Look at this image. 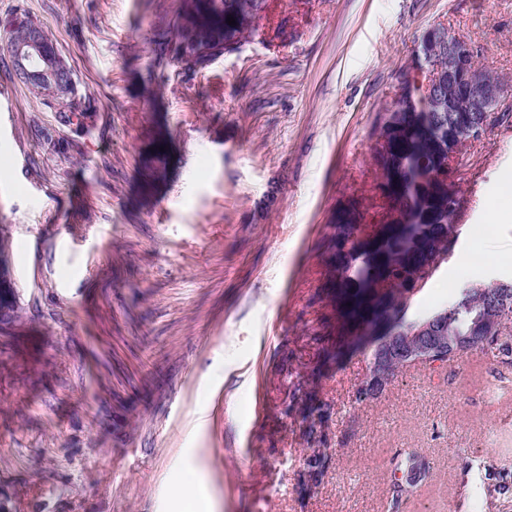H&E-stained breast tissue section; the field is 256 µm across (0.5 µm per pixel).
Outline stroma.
<instances>
[{"label": "stroma", "instance_id": "obj_1", "mask_svg": "<svg viewBox=\"0 0 512 512\" xmlns=\"http://www.w3.org/2000/svg\"><path fill=\"white\" fill-rule=\"evenodd\" d=\"M177 0H0L72 71L67 120L0 60V235L18 318L0 326V512H382L397 453L434 473L403 512H512V370L468 356L403 369L358 401L371 356L325 363L330 220L370 214L375 127L423 33L443 24L507 89L467 144L425 317L512 280V0H273L207 69L158 61ZM472 255L458 266L461 255ZM316 427L331 457L305 459ZM495 461L493 470L482 459Z\"/></svg>", "mask_w": 512, "mask_h": 512}]
</instances>
